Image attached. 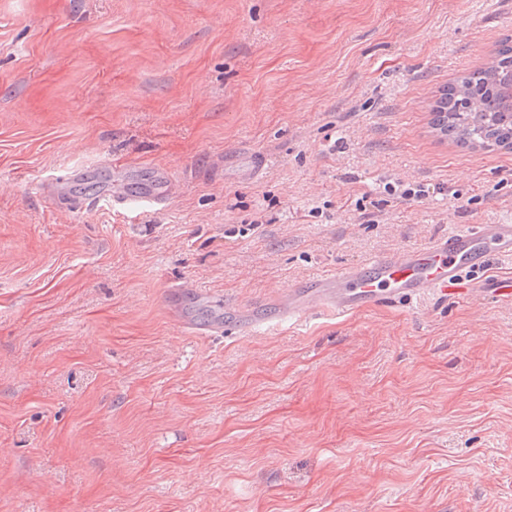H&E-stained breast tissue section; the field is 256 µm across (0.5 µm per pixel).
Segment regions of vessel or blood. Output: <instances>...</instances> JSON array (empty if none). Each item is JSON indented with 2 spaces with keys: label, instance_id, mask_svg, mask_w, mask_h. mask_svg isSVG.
I'll use <instances>...</instances> for the list:
<instances>
[{
  "label": "vessel or blood",
  "instance_id": "obj_1",
  "mask_svg": "<svg viewBox=\"0 0 512 512\" xmlns=\"http://www.w3.org/2000/svg\"><path fill=\"white\" fill-rule=\"evenodd\" d=\"M90 172L87 166L64 165L62 175L44 180L39 190L50 198L67 195L71 184ZM130 179L126 171L105 172L91 205L122 214H144L167 206L173 183L165 170L151 172L136 190ZM497 256L512 258V224H481L439 236L422 249L381 255L301 281L280 295L273 314L267 316L258 314L253 305L225 303L226 322L248 336L262 326L305 322L325 312L343 317L398 300L429 295L444 298L464 284L482 294L492 285L483 273Z\"/></svg>",
  "mask_w": 512,
  "mask_h": 512
}]
</instances>
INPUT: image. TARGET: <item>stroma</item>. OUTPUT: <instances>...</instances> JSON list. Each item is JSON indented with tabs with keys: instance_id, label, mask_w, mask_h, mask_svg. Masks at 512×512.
<instances>
[{
	"instance_id": "obj_1",
	"label": "stroma",
	"mask_w": 512,
	"mask_h": 512,
	"mask_svg": "<svg viewBox=\"0 0 512 512\" xmlns=\"http://www.w3.org/2000/svg\"><path fill=\"white\" fill-rule=\"evenodd\" d=\"M507 34L512 0H0V512H512V301L246 338L167 306L188 287L206 323L512 220V150L429 124ZM70 163L176 192L138 218L38 193Z\"/></svg>"
}]
</instances>
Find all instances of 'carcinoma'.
Here are the masks:
<instances>
[{"instance_id":"cac0c4a2","label":"carcinoma","mask_w":512,"mask_h":512,"mask_svg":"<svg viewBox=\"0 0 512 512\" xmlns=\"http://www.w3.org/2000/svg\"><path fill=\"white\" fill-rule=\"evenodd\" d=\"M512 36L501 38L490 66L463 74L448 85L433 108L434 123L445 135L470 147L494 143L512 149ZM476 101L469 112L458 111L462 95Z\"/></svg>"}]
</instances>
